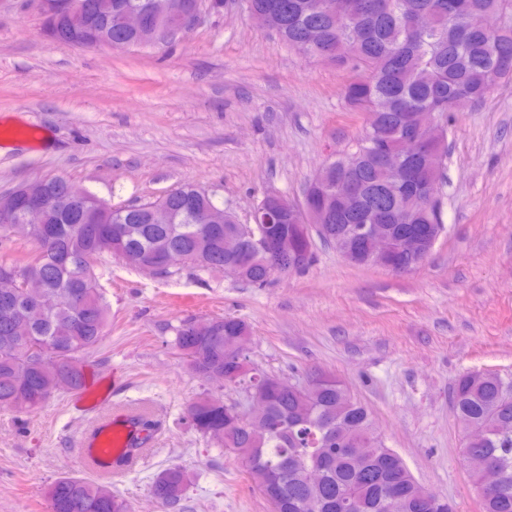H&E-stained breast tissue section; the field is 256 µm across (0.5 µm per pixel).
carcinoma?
Listing matches in <instances>:
<instances>
[{
	"mask_svg": "<svg viewBox=\"0 0 512 512\" xmlns=\"http://www.w3.org/2000/svg\"><path fill=\"white\" fill-rule=\"evenodd\" d=\"M267 14L268 28L305 57L349 67L355 77L345 86L350 108L370 115L354 147L324 165L323 178L308 198L309 219L324 224L320 241L342 252L340 241L355 224H385L393 232L404 224H435L445 232L440 200L427 198L431 186L441 188L448 154V113L457 100L482 103L501 82L512 81V29L504 33L474 26L486 11L512 13V0H327L321 13L316 0H250ZM156 12L157 0H112L93 32L86 18L62 16L56 41L74 44L110 37L128 45L144 36L121 27L127 12ZM433 15L426 28L413 21ZM422 112L440 116L436 140L423 146L412 161L415 181L399 186L383 156L395 151ZM350 178L359 187L352 199L336 194V183ZM420 196L406 210L401 198ZM97 233L83 230L77 214L60 204L49 209L47 222L23 230L35 243V253L18 265L0 260V408L33 412L61 390L84 388L85 358L106 335L110 307L98 284L101 236L109 237L111 256L135 252L140 270L170 276L162 268L169 252L183 255V265L199 270L212 263L235 269L239 281L264 287L275 275L294 273L288 259L273 248L288 234L295 217L283 210L270 224H234L233 216L213 201V194L187 183L163 198L114 209L94 211ZM39 272L43 291L54 303L38 309L26 291L3 271ZM82 289L83 302L72 293ZM199 332L188 318L175 329L174 347L189 372L203 380L224 375V387L256 391L266 401L262 420L224 413V399L203 394L187 409L190 426L217 446L234 454L240 448L258 451L272 467L285 465L283 500L278 512H385L384 502L399 493L405 512H448L423 500L422 487L402 457L382 443L370 410L349 396L338 381L314 383L303 391L289 381L262 371L239 374L246 355L226 347L249 332L233 317L210 319ZM512 382L496 373H467L453 388L451 406L462 427L483 428L467 437L466 447L502 475L501 484L481 497L482 512H512V397L504 387ZM138 433L149 439L155 422L143 409L133 419ZM190 472L180 466L161 470L151 490L163 512H184ZM50 512H133L131 502L112 491L106 478L66 474L46 489Z\"/></svg>",
	"mask_w": 512,
	"mask_h": 512,
	"instance_id": "1",
	"label": "carcinoma"
}]
</instances>
